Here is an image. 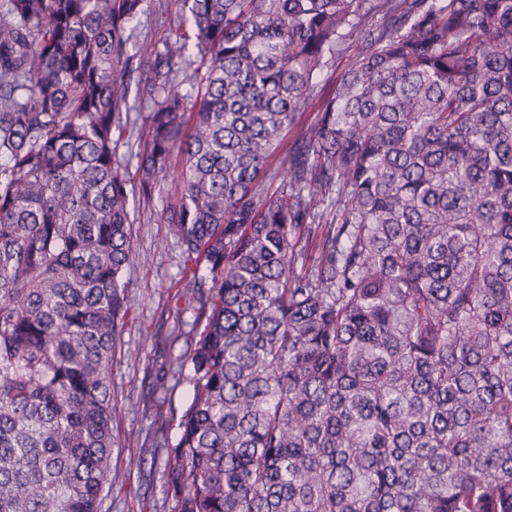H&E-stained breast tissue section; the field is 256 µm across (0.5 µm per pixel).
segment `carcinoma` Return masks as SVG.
<instances>
[{
  "label": "carcinoma",
  "mask_w": 512,
  "mask_h": 512,
  "mask_svg": "<svg viewBox=\"0 0 512 512\" xmlns=\"http://www.w3.org/2000/svg\"><path fill=\"white\" fill-rule=\"evenodd\" d=\"M178 2L148 40L145 0H0V512H99L130 194L168 174L175 512H512V0ZM169 2V13L166 18L165 23H160V21H156L155 15L148 12L144 16H142L141 20V32L142 35H147L149 38L151 36L159 38L172 33L175 30L176 25L178 24V11L179 6L176 0H168Z\"/></svg>",
  "instance_id": "cac0c4a2"
}]
</instances>
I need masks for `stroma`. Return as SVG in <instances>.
I'll use <instances>...</instances> for the list:
<instances>
[{
  "label": "stroma",
  "mask_w": 512,
  "mask_h": 512,
  "mask_svg": "<svg viewBox=\"0 0 512 512\" xmlns=\"http://www.w3.org/2000/svg\"><path fill=\"white\" fill-rule=\"evenodd\" d=\"M169 191V184L161 183L149 218L132 227L134 245L145 261L127 273L131 309L112 351V451L100 512H174L166 494L165 451L143 445L159 411L169 420L170 437H178V419L192 395L186 365H180V380H169L167 389L157 393L149 391L155 366L179 365L187 350L184 334L194 320L189 264L157 217Z\"/></svg>",
  "instance_id": "stroma-1"
}]
</instances>
